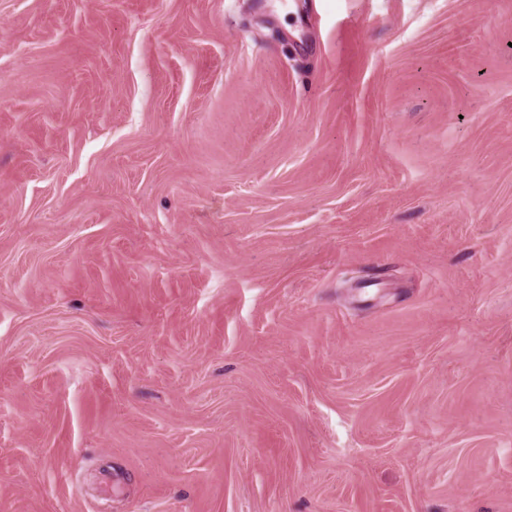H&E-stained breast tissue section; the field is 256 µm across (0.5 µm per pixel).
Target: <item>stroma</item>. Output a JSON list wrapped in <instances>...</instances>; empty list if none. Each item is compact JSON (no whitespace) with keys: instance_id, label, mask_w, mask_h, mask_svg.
Masks as SVG:
<instances>
[{"instance_id":"35a3bbf8","label":"stroma","mask_w":512,"mask_h":512,"mask_svg":"<svg viewBox=\"0 0 512 512\" xmlns=\"http://www.w3.org/2000/svg\"><path fill=\"white\" fill-rule=\"evenodd\" d=\"M0 512H512V0H0Z\"/></svg>"}]
</instances>
